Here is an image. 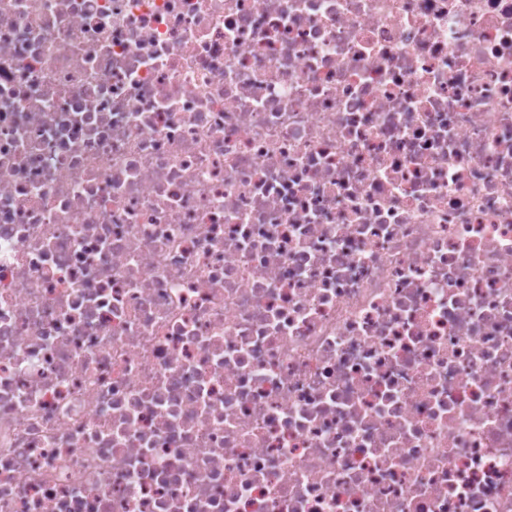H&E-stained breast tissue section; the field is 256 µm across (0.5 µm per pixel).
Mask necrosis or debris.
<instances>
[{
  "mask_svg": "<svg viewBox=\"0 0 512 512\" xmlns=\"http://www.w3.org/2000/svg\"><path fill=\"white\" fill-rule=\"evenodd\" d=\"M0 512H512V0H0Z\"/></svg>",
  "mask_w": 512,
  "mask_h": 512,
  "instance_id": "1",
  "label": "necrosis or debris"
}]
</instances>
